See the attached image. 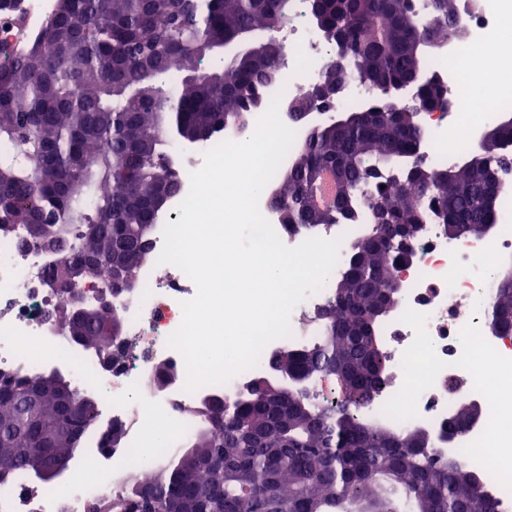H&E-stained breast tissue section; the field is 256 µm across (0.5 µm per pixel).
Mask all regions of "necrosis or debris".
Segmentation results:
<instances>
[{
	"label": "necrosis or debris",
	"instance_id": "necrosis-or-debris-1",
	"mask_svg": "<svg viewBox=\"0 0 512 512\" xmlns=\"http://www.w3.org/2000/svg\"><path fill=\"white\" fill-rule=\"evenodd\" d=\"M308 2L297 0L286 23L290 40L283 78L265 90V99L295 100L335 56L312 24ZM51 11L52 0H12L0 10V43L16 42V18L35 32ZM455 19L461 40L423 64L426 72L442 79L448 96L447 111L418 117L427 129L419 154L432 171L457 166L480 128L512 112V0H455ZM491 45L497 53L489 59L485 49ZM501 195L489 236L451 241L439 225H427L414 245L413 263L398 268L402 295L381 327L390 380L363 414L392 420L399 429L423 426L436 433L459 402H478L480 419L453 440L435 442L434 448L483 472L498 512H512V336L493 335L487 327L493 271L512 259V172L503 179ZM369 229L364 215L354 224L318 229L317 237L340 239L339 259L324 287L293 310L291 337L270 342L255 368L192 392L185 389L181 354L167 345L181 323L182 302L196 294L195 284L180 269L145 264L135 291L113 299L112 310L124 324V354L107 371L57 332L48 315L58 301L46 282L52 256L38 249L19 254L13 239L0 238V372L66 371L97 395L102 427L114 424L123 430L116 448L102 447L100 432L91 434L69 481L56 490L23 475L0 483V512H90L102 491L128 469L150 473L163 461L166 448L183 447L192 434L188 409L213 396L243 394L253 379L267 374L273 353L314 342L316 332L305 329L304 321L333 299L350 246ZM156 420L172 427L162 446L146 439Z\"/></svg>",
	"mask_w": 512,
	"mask_h": 512
}]
</instances>
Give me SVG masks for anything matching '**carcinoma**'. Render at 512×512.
I'll list each match as a JSON object with an SVG mask.
<instances>
[{
  "label": "carcinoma",
  "instance_id": "carcinoma-1",
  "mask_svg": "<svg viewBox=\"0 0 512 512\" xmlns=\"http://www.w3.org/2000/svg\"><path fill=\"white\" fill-rule=\"evenodd\" d=\"M314 15L338 60L322 76L344 71L366 78L375 95L422 72L423 45L460 31L454 0H430L424 28L410 0H313ZM293 0H55L52 22L24 52L0 45V237L19 226H42L64 262L48 275L82 284L137 272L151 260L158 184L172 193L180 180L167 165L178 132L237 123L262 103L259 91L278 78L281 46L271 37L263 55L242 51L208 69L203 42L233 43L255 31L282 27ZM421 104L445 110V94L426 90ZM422 139L404 107L346 110L343 120L308 127L306 143L276 184L273 202L284 225L312 233L318 225L368 213L371 228L353 247L334 302L316 318L310 347L283 351L288 376L257 378L244 398L213 397L195 432L151 479L135 478L95 512H497L479 472L443 459L421 429L399 431L362 420L354 408L387 385L381 321L396 306L393 283L414 224H439L446 235L494 226L500 189L480 165L433 175L415 157ZM512 128H497L483 159L512 168L506 154ZM420 179L378 183L372 171H399L404 160ZM340 176L319 217L306 208L317 169ZM57 316L65 335L92 349L123 335L109 310L77 304ZM488 319L496 334H512V269L495 278ZM339 371L349 385L342 399L314 403L298 384ZM41 413L31 420L26 401ZM96 398L54 369L32 376L0 372V483L18 473L38 476L30 448L55 449L70 462L97 424Z\"/></svg>",
  "mask_w": 512,
  "mask_h": 512
}]
</instances>
